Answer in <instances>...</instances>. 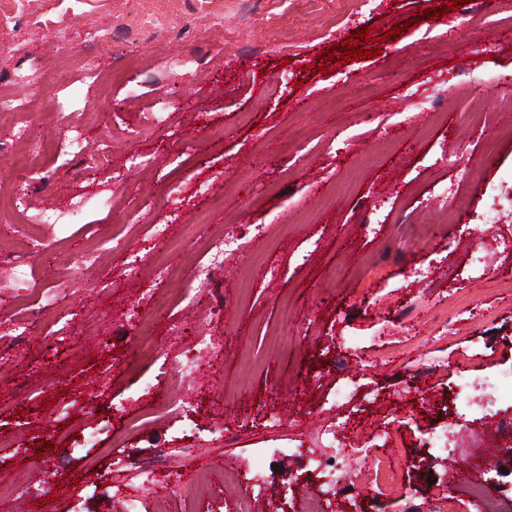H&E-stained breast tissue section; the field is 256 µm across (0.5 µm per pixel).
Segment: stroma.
I'll return each instance as SVG.
<instances>
[{
	"mask_svg": "<svg viewBox=\"0 0 512 512\" xmlns=\"http://www.w3.org/2000/svg\"><path fill=\"white\" fill-rule=\"evenodd\" d=\"M449 2L30 0L0 17V86L21 102L35 84L52 87L65 111L95 113L87 141L102 128L112 135L92 169L72 154L31 160L13 144V116L0 114L10 147L0 183L27 194L0 232L21 238L36 215L55 212L62 221L43 227L50 243L79 253L121 241L80 284L20 245V284L0 262V336L19 307L39 315L0 367V512L76 503L118 512L120 495H140L150 463L171 512H227L257 465L267 486L255 512H304L319 491L304 451L320 447L337 387L359 377L378 398L364 403L351 444L396 486L340 485L333 512H512L500 495L512 487L501 471L511 459L498 441L484 442L496 472L478 510L468 487L483 480L484 462L459 454L453 476L441 452L410 465L460 375L498 376L497 406L512 407V251L499 248L512 243V198L502 193L512 137L499 133L512 124V94L498 85L512 75V13L493 0ZM423 10L438 19L419 21ZM407 21L411 30L384 41ZM364 27L381 55L308 71ZM178 57L188 65L171 72ZM474 97L487 122L469 117ZM202 134L206 154L175 146ZM136 154L145 166H134ZM465 177L469 190L447 201L445 187ZM159 191L169 194L161 209ZM116 193L130 204L120 225L104 205ZM494 194L503 219L491 225L483 215ZM377 221L380 234L369 233ZM152 224L169 225V245L150 236ZM219 233L242 237L243 248L198 288L184 321L220 354L200 375L160 374L147 358L170 324L159 309L182 294L203 241ZM132 254L171 276L146 291L124 274ZM479 255L489 280L467 277ZM419 269L426 279L411 283ZM159 400L191 403L198 435L146 417ZM272 414L283 423L270 429ZM95 427L98 447L77 456L72 437ZM389 428L398 447L381 438ZM198 459L207 475L193 496L173 492Z\"/></svg>",
	"mask_w": 512,
	"mask_h": 512,
	"instance_id": "stroma-1",
	"label": "stroma"
}]
</instances>
